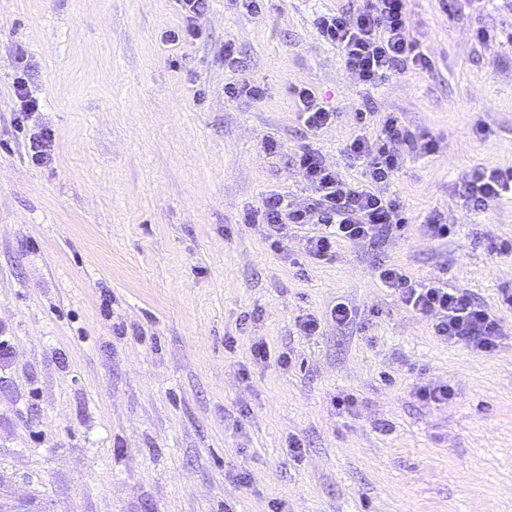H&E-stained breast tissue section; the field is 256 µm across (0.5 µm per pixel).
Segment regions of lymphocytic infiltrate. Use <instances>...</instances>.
<instances>
[{"instance_id": "f902f5d3", "label": "lymphocytic infiltrate", "mask_w": 512, "mask_h": 512, "mask_svg": "<svg viewBox=\"0 0 512 512\" xmlns=\"http://www.w3.org/2000/svg\"><path fill=\"white\" fill-rule=\"evenodd\" d=\"M318 31L325 41L336 45L344 67L366 84L408 68L431 66L410 29L407 0H363L362 5L337 9L320 16ZM435 149L427 135L413 132L397 116H387L380 134L356 135L344 148L350 165L363 166L364 183L344 178L316 153L305 150L297 155L294 166L311 188L307 203L294 206L283 195L273 193L249 221L267 225L274 249L289 228L318 225L317 234L306 239L305 252L319 262L330 259L342 242L383 243L405 227L401 202L385 196L383 186L406 157ZM457 192L473 210L488 209L505 194H512V165L474 169L459 182ZM375 274L406 307L430 318L434 336L445 342H462L490 353L506 335L495 314L465 290L449 287L440 278L418 281L402 267L386 264L376 266Z\"/></svg>"}]
</instances>
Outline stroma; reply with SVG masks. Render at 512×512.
<instances>
[{
	"label": "stroma",
	"instance_id": "1",
	"mask_svg": "<svg viewBox=\"0 0 512 512\" xmlns=\"http://www.w3.org/2000/svg\"><path fill=\"white\" fill-rule=\"evenodd\" d=\"M351 4L210 0L201 38L172 45L179 0H0V512H512V337L441 341L374 276L444 278L512 330V256L490 249L512 240V197L475 211L455 191L512 165V0H409L432 66L374 85L318 34ZM20 52L48 164L14 122ZM244 79L261 100L226 94ZM303 87L337 112L313 135ZM362 111L436 144L387 187L404 231L320 263L298 234L271 249L245 213L307 201L306 149L359 178L343 150ZM435 213L448 238L423 233ZM259 338L291 365L253 363ZM428 384L453 398L421 403ZM54 134L46 127H41L37 132L30 135V148L32 158L39 164L48 163L52 160V148Z\"/></svg>",
	"mask_w": 512,
	"mask_h": 512
}]
</instances>
